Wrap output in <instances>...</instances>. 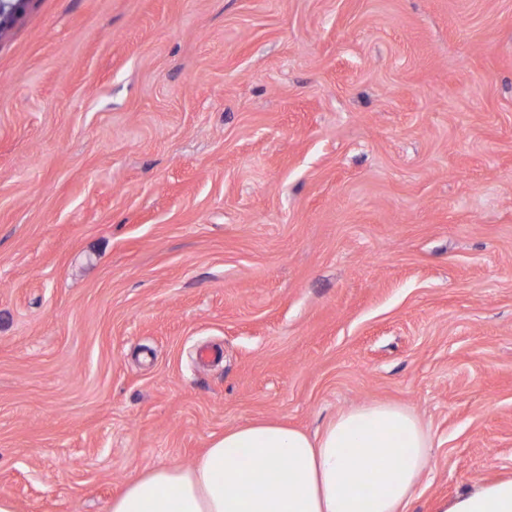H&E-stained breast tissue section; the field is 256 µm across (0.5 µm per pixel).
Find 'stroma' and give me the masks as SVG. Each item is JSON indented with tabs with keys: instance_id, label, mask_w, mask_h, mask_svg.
<instances>
[{
	"instance_id": "1",
	"label": "stroma",
	"mask_w": 512,
	"mask_h": 512,
	"mask_svg": "<svg viewBox=\"0 0 512 512\" xmlns=\"http://www.w3.org/2000/svg\"><path fill=\"white\" fill-rule=\"evenodd\" d=\"M512 474V0H27L0 32V495L106 512L225 428Z\"/></svg>"
}]
</instances>
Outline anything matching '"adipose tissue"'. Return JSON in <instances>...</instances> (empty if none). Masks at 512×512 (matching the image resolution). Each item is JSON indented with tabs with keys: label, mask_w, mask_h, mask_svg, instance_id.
Segmentation results:
<instances>
[{
	"label": "adipose tissue",
	"mask_w": 512,
	"mask_h": 512,
	"mask_svg": "<svg viewBox=\"0 0 512 512\" xmlns=\"http://www.w3.org/2000/svg\"><path fill=\"white\" fill-rule=\"evenodd\" d=\"M431 448L395 403L341 412L313 436L256 420L226 429L189 467L145 470L107 512H406ZM438 512H512V477L464 488Z\"/></svg>",
	"instance_id": "ef3b65f1"
}]
</instances>
